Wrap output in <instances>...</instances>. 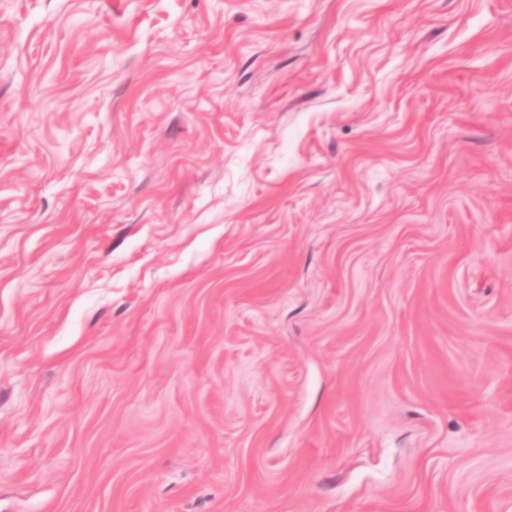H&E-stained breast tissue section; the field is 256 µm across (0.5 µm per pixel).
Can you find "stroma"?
<instances>
[{
  "instance_id": "obj_1",
  "label": "stroma",
  "mask_w": 512,
  "mask_h": 512,
  "mask_svg": "<svg viewBox=\"0 0 512 512\" xmlns=\"http://www.w3.org/2000/svg\"><path fill=\"white\" fill-rule=\"evenodd\" d=\"M0 512H512V0H0Z\"/></svg>"
}]
</instances>
